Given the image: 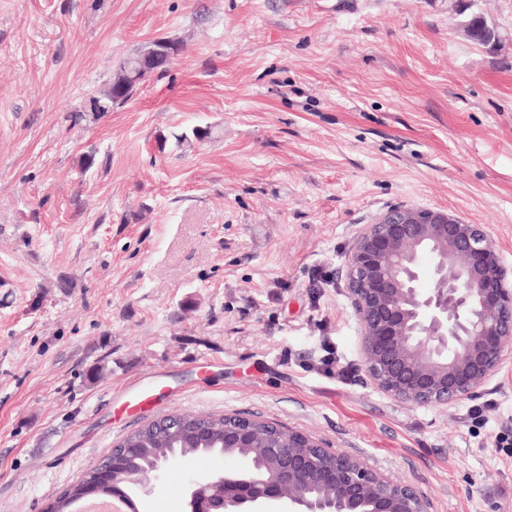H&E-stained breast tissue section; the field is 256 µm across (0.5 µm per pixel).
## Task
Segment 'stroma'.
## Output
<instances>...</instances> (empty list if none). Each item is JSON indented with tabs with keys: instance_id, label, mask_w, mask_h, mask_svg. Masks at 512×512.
Here are the masks:
<instances>
[{
	"instance_id": "1",
	"label": "stroma",
	"mask_w": 512,
	"mask_h": 512,
	"mask_svg": "<svg viewBox=\"0 0 512 512\" xmlns=\"http://www.w3.org/2000/svg\"><path fill=\"white\" fill-rule=\"evenodd\" d=\"M476 8L497 45L463 36ZM160 37L166 71L86 112ZM402 204L488 225L512 266V0H0V512L173 411L308 432L433 512H512V363L447 408L364 371L345 264ZM207 462L138 512L244 460Z\"/></svg>"
}]
</instances>
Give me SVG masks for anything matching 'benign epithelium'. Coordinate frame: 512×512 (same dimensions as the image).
Listing matches in <instances>:
<instances>
[{
    "label": "benign epithelium",
    "mask_w": 512,
    "mask_h": 512,
    "mask_svg": "<svg viewBox=\"0 0 512 512\" xmlns=\"http://www.w3.org/2000/svg\"><path fill=\"white\" fill-rule=\"evenodd\" d=\"M432 287L418 288L421 276ZM346 288L365 370L411 407L478 398L512 360V267L485 224L429 208L391 209L357 231ZM288 445L256 449L243 471L189 481L184 512H431L420 490L355 454L291 430ZM250 425L224 429V454L250 448Z\"/></svg>",
    "instance_id": "obj_1"
}]
</instances>
